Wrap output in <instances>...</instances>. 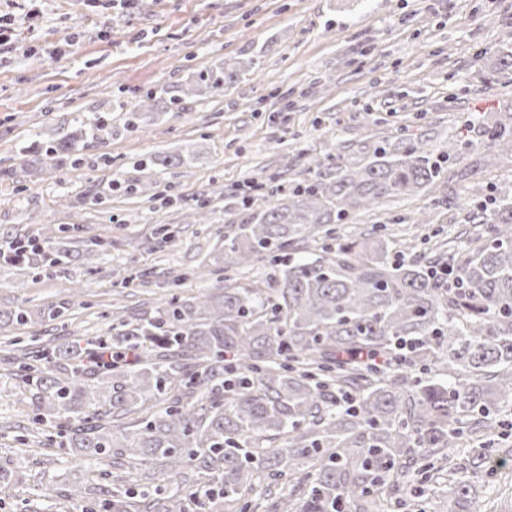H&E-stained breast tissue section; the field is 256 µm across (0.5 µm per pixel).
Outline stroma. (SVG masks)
<instances>
[{
  "label": "stroma",
  "mask_w": 512,
  "mask_h": 512,
  "mask_svg": "<svg viewBox=\"0 0 512 512\" xmlns=\"http://www.w3.org/2000/svg\"><path fill=\"white\" fill-rule=\"evenodd\" d=\"M20 17L0 45V241L65 225L54 249L93 236L110 251L64 273L0 261V309L21 306L31 322L0 328V512H82L62 495L84 467L70 451L18 454L41 433L17 376L13 343L66 342L69 331L104 336L171 297L216 286L197 280L234 219L222 195L249 182L291 190L307 179L304 154L357 165L375 148L412 143L441 163L439 182L335 224L337 240L382 228L393 248L433 256L465 225L467 210L512 196V158L481 160L479 135L512 112V71L495 73L512 43V0H0ZM244 64L240 79L187 110L149 113L146 131L124 127L119 104L177 91L197 72ZM112 122L80 167L31 179L19 153L75 115ZM462 148L451 158L449 141ZM189 154L181 167L152 157ZM103 194L92 201L90 189ZM211 197L207 223L195 203ZM427 223H417L419 214ZM64 305L66 322L40 310Z\"/></svg>",
  "instance_id": "35a3bbf8"
}]
</instances>
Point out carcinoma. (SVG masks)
I'll use <instances>...</instances> for the list:
<instances>
[{
	"mask_svg": "<svg viewBox=\"0 0 512 512\" xmlns=\"http://www.w3.org/2000/svg\"><path fill=\"white\" fill-rule=\"evenodd\" d=\"M238 70H201L181 88L187 102L221 93ZM142 128L144 113L165 112L148 95L120 108ZM103 120L73 119L69 131L18 166L43 176L81 163L87 141H104ZM488 146L512 154V120L487 130ZM311 178L271 204L245 211L224 235L223 271L253 260L267 277L248 288L173 297L110 336L22 352L18 377L31 388L35 422L55 423L60 448H73L88 479L64 496L85 512H186L183 487L204 478L192 512H427L414 487L448 482L446 512H486L471 474L494 481L499 449L485 434L512 414V197L468 216L484 225L449 256L406 260L369 235L299 258L287 250L326 224L372 210L441 179L442 170L413 148H379L359 166L307 158ZM62 228L47 227L23 260L45 273L62 269L49 246ZM111 243L83 241L88 262ZM448 269V282L434 271ZM22 307L0 312L25 325ZM376 353L389 367L352 358ZM132 417V422L125 418ZM479 445L467 462L455 450ZM140 470V490L114 474Z\"/></svg>",
	"mask_w": 512,
	"mask_h": 512,
	"instance_id": "carcinoma-1",
	"label": "carcinoma"
}]
</instances>
